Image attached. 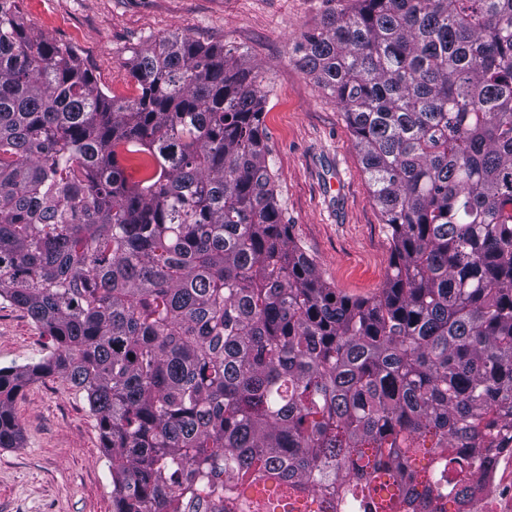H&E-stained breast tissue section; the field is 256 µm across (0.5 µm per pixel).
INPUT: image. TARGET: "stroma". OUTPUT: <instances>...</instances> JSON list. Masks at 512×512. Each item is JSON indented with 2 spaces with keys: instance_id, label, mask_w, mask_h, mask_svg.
Here are the masks:
<instances>
[{
  "instance_id": "1",
  "label": "stroma",
  "mask_w": 512,
  "mask_h": 512,
  "mask_svg": "<svg viewBox=\"0 0 512 512\" xmlns=\"http://www.w3.org/2000/svg\"><path fill=\"white\" fill-rule=\"evenodd\" d=\"M27 34L79 49L96 81L137 96L135 49L161 35L221 45L260 68L263 130L283 221L322 278L351 298L385 288L392 249L343 112L300 68L297 45L325 0H19ZM343 192L331 190L335 177ZM52 349L42 328L0 299V367ZM20 438L0 448V512H112V476L84 392L58 376L24 387L12 404Z\"/></svg>"
}]
</instances>
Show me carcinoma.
I'll use <instances>...</instances> for the list:
<instances>
[{
    "label": "carcinoma",
    "instance_id": "cac0c4a2",
    "mask_svg": "<svg viewBox=\"0 0 512 512\" xmlns=\"http://www.w3.org/2000/svg\"><path fill=\"white\" fill-rule=\"evenodd\" d=\"M300 51L388 229L373 299L283 223L254 67L168 35L117 100L0 0V298L55 347L0 368V448L57 375L113 512H460L512 429V0H337Z\"/></svg>",
    "mask_w": 512,
    "mask_h": 512
}]
</instances>
